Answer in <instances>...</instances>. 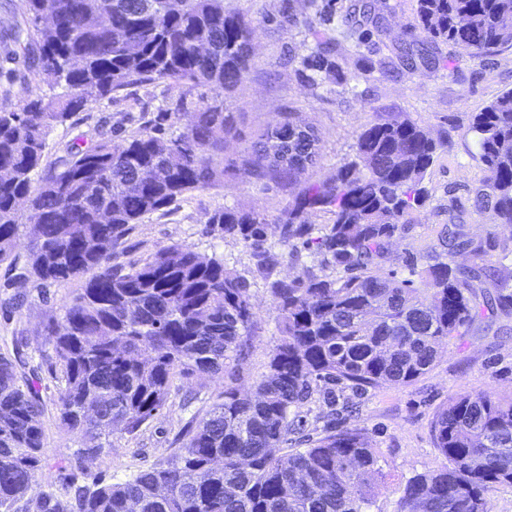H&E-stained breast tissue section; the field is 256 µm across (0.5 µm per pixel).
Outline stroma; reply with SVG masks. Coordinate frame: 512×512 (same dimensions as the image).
<instances>
[{"label":"stroma","instance_id":"1","mask_svg":"<svg viewBox=\"0 0 512 512\" xmlns=\"http://www.w3.org/2000/svg\"><path fill=\"white\" fill-rule=\"evenodd\" d=\"M303 0H224V9L238 12L257 25L256 49L249 74L230 101L237 116L236 138L228 140L224 156L238 158L248 142L283 113H297L318 130L321 159L310 169L307 180L321 181L353 156L352 147L363 127L378 113L410 117L439 143L438 156L426 175L430 200L394 240L391 259L379 265L377 274L409 276L402 259L424 254L437 244V233L448 223L449 200L474 237L496 232L499 239L512 238V230L498 226L493 211L474 203L472 188L485 176L476 139L469 131L476 112L501 92L512 89V48L487 60L458 55L455 48L440 45L435 61L409 69L396 58L394 49L409 39H421L416 31V0H386L383 42L368 47L360 39L363 29L333 21L330 29L342 45L341 69L319 87L309 86L284 65L283 54L309 53L314 42L303 27L275 23L284 6L301 11ZM26 0H0V111H20L33 100H50L65 92L64 86L42 74L32 57L13 55L7 36L16 24L28 20ZM182 85L159 80L135 84L111 93L75 112L50 133L46 161L61 156L65 147L88 148L102 140L120 142L145 123L163 124L170 131H187L190 113L173 114ZM292 187L263 184L225 170L223 184L193 191L168 208L147 215L119 241L111 262L128 267L145 259L160 246L179 243L223 259L226 267L251 280V302L256 316L252 347L233 384L252 390L266 372L271 350L279 333L271 300L260 279L251 275L249 250L243 243L203 229L218 209L230 206L263 213L271 227L270 243H277L274 222L287 205ZM5 266L0 265V339L23 338L26 351L35 356L50 353L44 327L60 316L64 304L80 293L83 278H71L41 288L36 283L16 281L5 286ZM224 391L223 377L200 380L179 378L172 384L164 409L135 433L117 430L112 445L87 462L88 474L120 481L138 469L179 451V435L191 418L202 417ZM490 392L512 394V316L499 317L492 327L474 326L467 336L441 345L433 367L406 386H387L358 396L357 415L340 414L337 426L356 428L381 455L385 479L374 496V512H397L406 481L439 468L443 457L431 432L436 414L458 395ZM42 396L49 406L41 418L45 455L42 480H55L59 466L73 461L81 446L79 435L63 428L52 406V390Z\"/></svg>","mask_w":512,"mask_h":512}]
</instances>
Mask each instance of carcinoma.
<instances>
[{"label":"carcinoma","instance_id":"carcinoma-1","mask_svg":"<svg viewBox=\"0 0 512 512\" xmlns=\"http://www.w3.org/2000/svg\"><path fill=\"white\" fill-rule=\"evenodd\" d=\"M305 2L312 15L285 19L304 23L315 39L296 73L318 86L339 68L337 42L324 28L332 0ZM47 3L50 26L18 25L9 39L35 47L41 71L67 94L0 112V168L12 172L0 182V264L14 262L23 199L34 224L18 278L50 284L87 276L81 294L45 326L60 424L87 446L56 481L38 486L42 364L0 354V512H29L33 499L36 512H371L385 478L379 452L356 429L311 437L308 404L319 399L334 412L348 391L408 385L432 368L443 342L512 313V276L492 262L496 235L474 238L463 224L446 226L443 250L425 256V293L411 279L373 273L429 199L425 177L439 142L409 117L380 115L334 176L304 182L318 162V141L283 138L295 125L290 114L257 135L239 169L302 184L277 219L279 242L289 256L307 250L314 261L297 277L279 276L281 254L254 209L218 210L205 233L242 242L265 281L280 334L267 372L252 394L224 385L223 400L185 426L184 451L122 481L82 483L77 471L111 445L112 429L135 433L163 410L178 377L234 379L250 348V283L224 260L180 244L126 269L110 258L144 216L224 182L235 116L222 93L248 75L257 26L225 14L224 0H27L34 19ZM384 8L366 0L341 19L372 22ZM416 21L473 59L512 46V0H416ZM428 57L414 39L400 46L411 69ZM157 80L186 86L176 109H192L188 131L146 125L119 143L72 144L44 162L50 131L72 113ZM199 87L215 96L193 101ZM469 131L486 170L477 203L511 230L512 89L475 113ZM321 214L332 222L315 223ZM460 253L469 264L456 262ZM487 281L491 292L481 286ZM432 434L444 463L407 480L398 512H491L488 494L512 485V395H460L436 416ZM293 436L306 447L274 452Z\"/></svg>","mask_w":512,"mask_h":512}]
</instances>
